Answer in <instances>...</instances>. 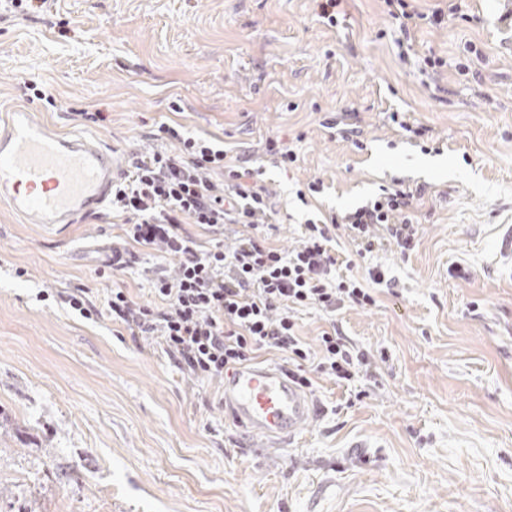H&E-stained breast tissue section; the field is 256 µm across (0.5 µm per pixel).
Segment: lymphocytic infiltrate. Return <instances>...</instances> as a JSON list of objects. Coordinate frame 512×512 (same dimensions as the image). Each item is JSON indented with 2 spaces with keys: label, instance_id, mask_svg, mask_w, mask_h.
<instances>
[{
  "label": "lymphocytic infiltrate",
  "instance_id": "f902f5d3",
  "mask_svg": "<svg viewBox=\"0 0 512 512\" xmlns=\"http://www.w3.org/2000/svg\"><path fill=\"white\" fill-rule=\"evenodd\" d=\"M383 2L399 23L403 60L412 49V29L441 27L461 15L460 0L428 12L415 0ZM158 133L168 148L131 154L112 186L121 229L112 244L113 271L126 269L140 250L160 260L144 271L148 299L110 289L113 321L131 336L155 339L197 380H223L229 370L274 350L301 388H311L317 375L352 381L367 365L365 352L335 325L322 330L317 349H310L297 314L376 306L390 279L378 265L360 276L337 275L336 234L344 232L361 258L387 246L410 255L419 243L414 211L424 188L383 186L354 209L306 218L295 246L285 251L271 240L278 213L258 182L263 168H241L217 140L191 135L181 124H161ZM230 224L235 231L227 245L222 235Z\"/></svg>",
  "mask_w": 512,
  "mask_h": 512
}]
</instances>
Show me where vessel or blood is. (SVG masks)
<instances>
[{"mask_svg": "<svg viewBox=\"0 0 512 512\" xmlns=\"http://www.w3.org/2000/svg\"><path fill=\"white\" fill-rule=\"evenodd\" d=\"M120 176L114 152L60 133L30 111L0 117V199L31 224H72L99 214ZM224 406L261 441H290L315 403L284 369L246 365L224 380Z\"/></svg>", "mask_w": 512, "mask_h": 512, "instance_id": "vessel-or-blood-1", "label": "vessel or blood"}]
</instances>
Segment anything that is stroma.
Here are the masks:
<instances>
[{
	"label": "stroma",
	"instance_id": "obj_1",
	"mask_svg": "<svg viewBox=\"0 0 512 512\" xmlns=\"http://www.w3.org/2000/svg\"><path fill=\"white\" fill-rule=\"evenodd\" d=\"M506 0H463L466 20L415 33L448 60L436 88L400 61L381 0H344L340 23L315 0H56L0 7V113L40 112L109 143L117 164L147 132L179 123L261 153L266 137L299 160L267 167L291 249L307 213L355 208L393 182L426 186L419 245L364 264L392 286L336 322L371 361L350 383L317 378L316 409L285 448L237 425L220 382L187 378L153 340L113 323L104 297H148L141 267L112 272V210L25 224L0 205V512H512V27ZM487 60L466 81L469 42ZM35 81L55 107L28 101ZM179 111H171V103ZM100 111L104 121L81 119ZM405 113L417 137L388 115ZM357 128L359 144L322 123ZM321 179L323 194L296 191ZM337 267V274H346ZM88 289V316L61 294Z\"/></svg>",
	"mask_w": 512,
	"mask_h": 512
}]
</instances>
